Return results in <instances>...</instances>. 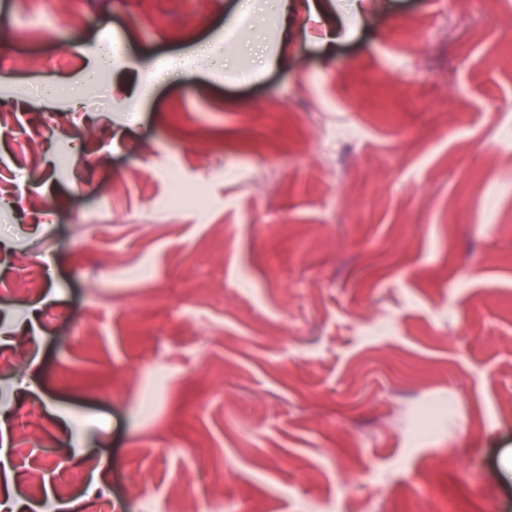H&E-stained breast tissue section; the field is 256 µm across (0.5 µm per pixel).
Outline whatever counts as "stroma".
<instances>
[{"label": "stroma", "instance_id": "35a3bbf8", "mask_svg": "<svg viewBox=\"0 0 512 512\" xmlns=\"http://www.w3.org/2000/svg\"><path fill=\"white\" fill-rule=\"evenodd\" d=\"M191 39L130 111L143 57ZM1 112L0 482L30 512L58 499L28 492L44 443L103 462L80 512L217 486L242 512H512V0H7ZM25 256L47 278L21 299ZM198 197L187 185L180 182H172L170 185V207L181 211L185 208H197Z\"/></svg>", "mask_w": 512, "mask_h": 512}]
</instances>
